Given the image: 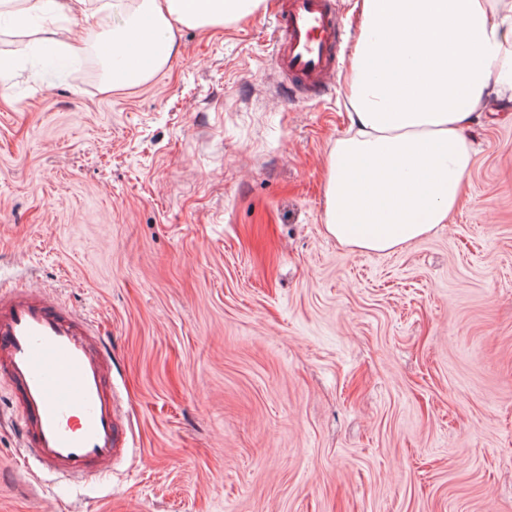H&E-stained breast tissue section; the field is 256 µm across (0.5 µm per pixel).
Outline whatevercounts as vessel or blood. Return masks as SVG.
Instances as JSON below:
<instances>
[{
  "label": "vessel or blood",
  "mask_w": 512,
  "mask_h": 512,
  "mask_svg": "<svg viewBox=\"0 0 512 512\" xmlns=\"http://www.w3.org/2000/svg\"><path fill=\"white\" fill-rule=\"evenodd\" d=\"M273 52L292 89L331 91L343 25L331 0H280ZM0 379L18 400L26 455L64 478L102 476L127 434L112 391V357L82 316L32 288L0 289Z\"/></svg>",
  "instance_id": "b4317fda"
}]
</instances>
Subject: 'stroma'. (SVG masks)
<instances>
[{
  "label": "stroma",
  "mask_w": 512,
  "mask_h": 512,
  "mask_svg": "<svg viewBox=\"0 0 512 512\" xmlns=\"http://www.w3.org/2000/svg\"><path fill=\"white\" fill-rule=\"evenodd\" d=\"M273 4L121 88L0 29V277L92 319L128 437L103 478L28 467L0 381V512H512V103L448 224L350 251L345 91L285 95Z\"/></svg>",
  "instance_id": "35a3bbf8"
}]
</instances>
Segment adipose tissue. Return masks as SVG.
<instances>
[{"mask_svg":"<svg viewBox=\"0 0 512 512\" xmlns=\"http://www.w3.org/2000/svg\"><path fill=\"white\" fill-rule=\"evenodd\" d=\"M263 0H0V17L58 54L61 22L118 20L97 46L112 86L147 80L177 52L180 27L207 29ZM343 81L348 125L326 163L324 224L352 250L390 253L448 223L471 166L468 129L489 96L512 101V0H356Z\"/></svg>","mask_w":512,"mask_h":512,"instance_id":"1","label":"adipose tissue"}]
</instances>
